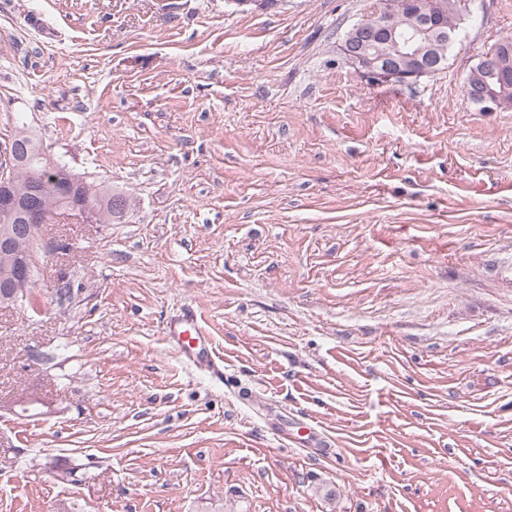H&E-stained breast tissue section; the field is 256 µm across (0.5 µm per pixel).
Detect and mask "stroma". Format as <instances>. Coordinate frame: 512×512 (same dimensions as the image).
Masks as SVG:
<instances>
[{"label":"stroma","instance_id":"obj_1","mask_svg":"<svg viewBox=\"0 0 512 512\" xmlns=\"http://www.w3.org/2000/svg\"><path fill=\"white\" fill-rule=\"evenodd\" d=\"M376 3L0 0V142L133 201L0 306V512H512V108L463 92L512 0L404 86L341 51ZM167 335L174 342L178 353L189 366L209 370H220L212 353L208 352L210 337L199 324L197 313L187 310L173 319L167 330Z\"/></svg>","mask_w":512,"mask_h":512}]
</instances>
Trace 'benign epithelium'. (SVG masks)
Here are the masks:
<instances>
[{"mask_svg":"<svg viewBox=\"0 0 512 512\" xmlns=\"http://www.w3.org/2000/svg\"><path fill=\"white\" fill-rule=\"evenodd\" d=\"M399 10L410 18V27L404 31L391 24ZM447 15L448 0H379L371 16L350 28L342 52L369 84H414L444 64L442 39L446 33L437 20ZM479 70L499 76L504 83L511 80L512 40L503 39L498 53L482 56ZM470 91L472 99L487 112L512 106V97L504 93L490 96L478 83ZM26 141L28 136L19 133L0 144V302L5 305L18 302L21 289L35 281L38 254L61 248L57 241L45 237L49 213L33 203L43 185V172L57 161L46 153L40 167H30L21 156V145ZM19 172L27 183L23 189L15 179ZM69 198L70 212L96 222L97 208L90 203L82 180L71 181Z\"/></svg>","mask_w":512,"mask_h":512,"instance_id":"1","label":"benign epithelium"}]
</instances>
